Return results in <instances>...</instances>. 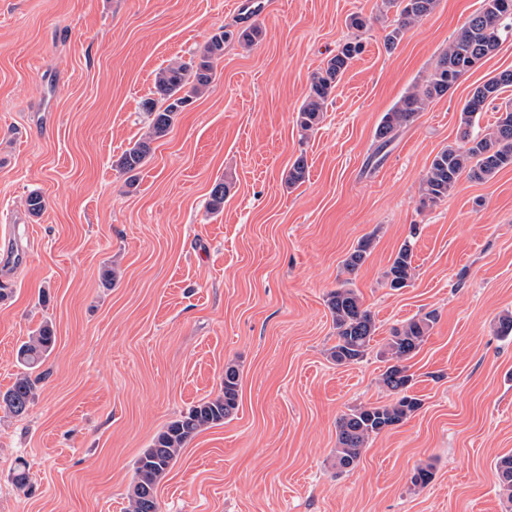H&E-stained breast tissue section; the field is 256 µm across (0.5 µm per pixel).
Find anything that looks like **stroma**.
I'll list each match as a JSON object with an SVG mask.
<instances>
[{
	"instance_id": "1",
	"label": "stroma",
	"mask_w": 512,
	"mask_h": 512,
	"mask_svg": "<svg viewBox=\"0 0 512 512\" xmlns=\"http://www.w3.org/2000/svg\"><path fill=\"white\" fill-rule=\"evenodd\" d=\"M481 6L437 0L391 46L383 0H0V391L42 322L56 336L28 412L0 409V512H126L138 454L219 394L229 363L239 408L182 450L160 512H512L495 470L512 455V336L497 332L512 313V167L460 178L434 204L422 191L474 89L512 68V36L388 146L376 137ZM252 25L257 45H225L210 88L127 184L116 162L148 129L156 73L219 27ZM354 37L362 53L302 134L310 75ZM300 156L307 178L291 188ZM218 180L230 191L214 211ZM367 236L366 261L346 272ZM410 237L414 278L389 288ZM345 282L376 344L414 316L437 321L409 361L420 409L340 473L337 419L392 400L377 352L348 366L327 355V299ZM427 464L431 481L413 485Z\"/></svg>"
}]
</instances>
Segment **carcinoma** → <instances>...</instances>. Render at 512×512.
Segmentation results:
<instances>
[{
	"label": "carcinoma",
	"instance_id": "cac0c4a2",
	"mask_svg": "<svg viewBox=\"0 0 512 512\" xmlns=\"http://www.w3.org/2000/svg\"><path fill=\"white\" fill-rule=\"evenodd\" d=\"M436 2L384 0L385 7H394L398 13L397 25L388 34V44H394L404 30L431 14ZM510 32L512 0H483L482 11L461 27L425 82L403 95L382 116L376 131L381 145L391 142L396 131L413 120L429 102L445 95L464 74L494 52ZM259 37L260 30L255 26L237 31L221 28L209 37L192 63L186 65L176 61L156 74V98L147 107L152 116L149 133L124 151L116 164L118 170L128 176V184H134V172L151 157V142L164 137L177 114L212 83L218 62L224 56V44L235 40L251 46ZM361 48L359 42L344 43L312 76L298 111V124L303 132H310L319 125L330 94ZM507 88H512V69L498 73L475 88L460 113L462 145L447 146L436 154L423 181L425 200L436 203L448 197L463 175L474 182H483L499 170L512 166L511 105L505 106L495 125L486 133H472L476 117L486 103L499 99ZM306 177L307 164L300 156L288 171V186L300 185ZM228 191L226 182H215L209 202L212 210L217 211L224 205ZM372 242L370 236L362 239L346 256L343 267L347 272L355 271L364 263ZM413 257V242L406 240L385 272L389 287L398 290L409 286L415 270ZM327 303L336 330V342L329 349L330 359L338 365L363 360L372 348L377 331L370 310L364 307L358 292L346 283L329 294ZM436 319L432 311L415 316L393 329L382 344L380 354L389 365L381 375V383L395 398L387 404L360 405L339 418L336 448L333 449L338 472L354 470L372 437L401 424L420 408V400L409 394L413 375L408 373L405 361L420 349ZM54 344L53 327L44 323L20 345L17 360L22 372L17 374L5 393H0V405L9 413L21 416L28 411L38 385L43 381L38 369ZM239 390V371L229 363L224 367V388L220 394L182 413L153 437L151 444L135 460L134 478L128 492V512H159V483L195 435L223 424L233 415L238 407ZM496 478L501 493L512 502V456L497 462Z\"/></svg>",
	"mask_w": 512,
	"mask_h": 512
}]
</instances>
